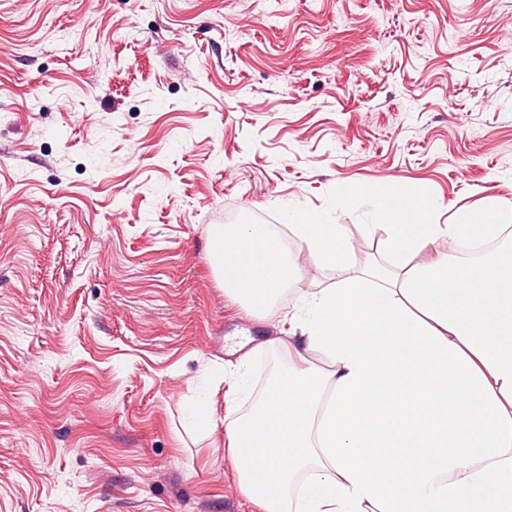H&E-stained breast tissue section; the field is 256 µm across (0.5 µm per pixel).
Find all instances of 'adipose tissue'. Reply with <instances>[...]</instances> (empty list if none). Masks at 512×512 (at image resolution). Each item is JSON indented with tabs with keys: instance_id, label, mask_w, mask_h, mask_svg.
<instances>
[{
	"instance_id": "adipose-tissue-1",
	"label": "adipose tissue",
	"mask_w": 512,
	"mask_h": 512,
	"mask_svg": "<svg viewBox=\"0 0 512 512\" xmlns=\"http://www.w3.org/2000/svg\"><path fill=\"white\" fill-rule=\"evenodd\" d=\"M371 197L380 257L360 269L345 225L293 215L336 278L302 292L289 338L268 341L287 371L224 426L240 491L260 512H512V225L430 223L413 186ZM209 252L253 312L302 280L268 224L217 225Z\"/></svg>"
}]
</instances>
